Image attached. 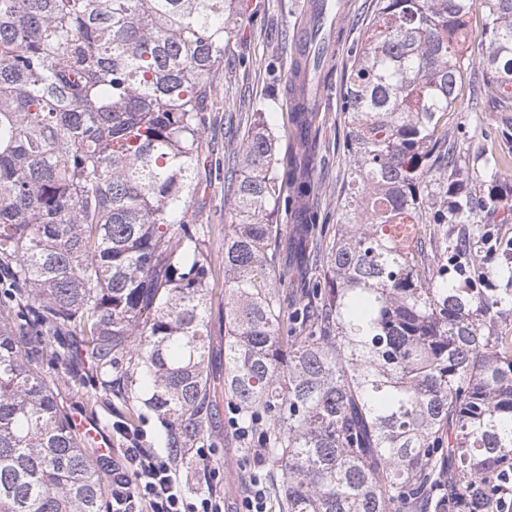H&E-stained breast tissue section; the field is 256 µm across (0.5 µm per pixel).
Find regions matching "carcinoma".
<instances>
[{
    "instance_id": "carcinoma-1",
    "label": "carcinoma",
    "mask_w": 512,
    "mask_h": 512,
    "mask_svg": "<svg viewBox=\"0 0 512 512\" xmlns=\"http://www.w3.org/2000/svg\"><path fill=\"white\" fill-rule=\"evenodd\" d=\"M238 2L0 0V512L108 508L46 355H85L88 385L152 411L174 457L208 431L193 193ZM477 12L475 111L512 112V0H378L342 93L338 223L310 204L318 113L295 83L299 152L276 171L255 112L229 171L224 402L278 512H486L481 492L512 471L509 262L476 255L498 201L475 185L505 160L459 164L449 123ZM318 36L294 79L319 69Z\"/></svg>"
}]
</instances>
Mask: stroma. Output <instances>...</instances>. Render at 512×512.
Here are the masks:
<instances>
[{
  "mask_svg": "<svg viewBox=\"0 0 512 512\" xmlns=\"http://www.w3.org/2000/svg\"><path fill=\"white\" fill-rule=\"evenodd\" d=\"M348 2L349 11L333 37L332 54L324 73L326 89L320 110L321 121L315 131L313 178L319 192L313 204L323 224L336 221V199L349 165L344 150L347 128L341 93L352 61L350 49L367 35L377 0ZM305 3L306 0H243V18L237 35L213 75L215 92L208 125L202 136L209 161L197 171L193 203L199 223L209 227L206 253L213 274L207 304L209 372L219 394L224 391V226L231 221L224 175L240 158L242 140L252 113H267L278 132V161H286L288 154L297 149L296 142L283 136L282 130L288 123V83L291 65L298 52ZM483 95L481 68L475 64L468 71L464 98L450 117L453 132L465 146L461 155V163L465 166H482L484 160L479 152L487 146L512 159V112H471L472 100ZM44 370L53 382L59 404L67 413L82 412L96 417L102 428L111 432L114 447H126V440L114 433L113 426L126 422L128 411L123 404L85 387L84 382L92 373L90 361L83 357L67 365L48 361ZM228 417L226 405H219L215 422L217 433L223 437L220 447L213 449L203 461L197 458L194 450H187L179 463L180 479L190 503H197L211 492L229 502L243 487L238 468L242 450L228 426Z\"/></svg>",
  "mask_w": 512,
  "mask_h": 512,
  "instance_id": "obj_1",
  "label": "stroma"
}]
</instances>
